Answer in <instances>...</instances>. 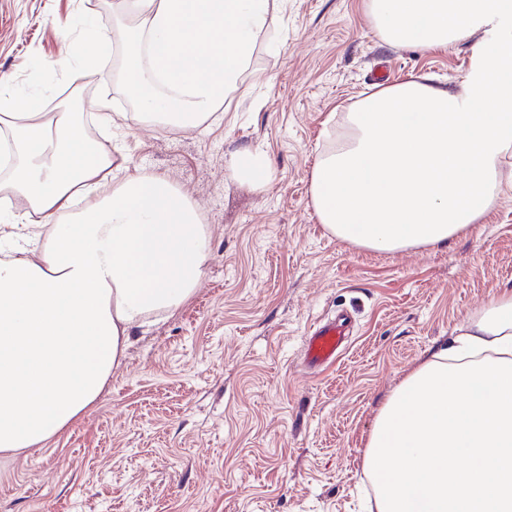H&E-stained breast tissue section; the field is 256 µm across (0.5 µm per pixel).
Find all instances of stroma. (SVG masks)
<instances>
[{"label":"stroma","instance_id":"35a3bbf8","mask_svg":"<svg viewBox=\"0 0 512 512\" xmlns=\"http://www.w3.org/2000/svg\"><path fill=\"white\" fill-rule=\"evenodd\" d=\"M92 16L109 19L110 52L126 53L141 20L123 0H0V83L22 111L132 113L111 68L47 67ZM491 34L512 37V16L426 49L383 42L367 0H278L207 121L90 123L129 168L168 177L198 207L209 258L191 297L137 331L82 418L45 447L0 454V512H366L362 457L380 407L512 290V187L465 235L390 252L325 230L311 170L353 138L347 115L378 92L372 71L452 85ZM244 151L265 180L239 173ZM342 310V355L307 367L308 334Z\"/></svg>","mask_w":512,"mask_h":512}]
</instances>
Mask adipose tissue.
Masks as SVG:
<instances>
[{
	"mask_svg": "<svg viewBox=\"0 0 512 512\" xmlns=\"http://www.w3.org/2000/svg\"><path fill=\"white\" fill-rule=\"evenodd\" d=\"M276 0H125L126 79L143 115L197 125L223 103ZM391 45L435 48L495 26L512 0H368ZM512 40L453 86L422 77L362 100L350 144L313 168L330 233L401 251L447 243L494 209L512 149ZM12 159L0 197V453L45 445L101 395L136 329L194 292L209 253L192 202L123 170L82 113L21 112L0 87ZM512 291L432 351L380 408L363 456L376 512H512Z\"/></svg>",
	"mask_w": 512,
	"mask_h": 512,
	"instance_id": "obj_1",
	"label": "adipose tissue"
}]
</instances>
